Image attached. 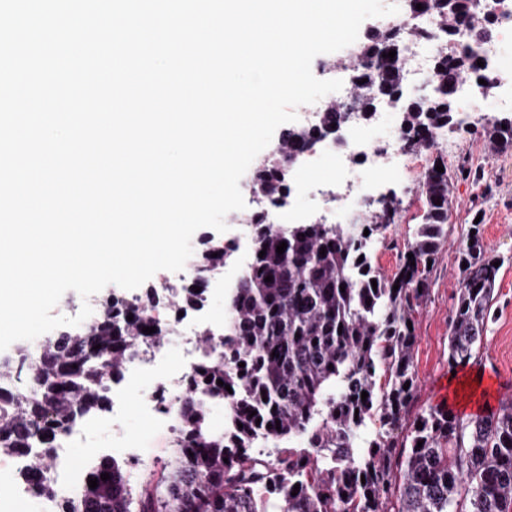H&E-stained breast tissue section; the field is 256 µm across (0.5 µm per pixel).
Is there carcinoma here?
<instances>
[{
    "instance_id": "obj_1",
    "label": "carcinoma",
    "mask_w": 512,
    "mask_h": 512,
    "mask_svg": "<svg viewBox=\"0 0 512 512\" xmlns=\"http://www.w3.org/2000/svg\"><path fill=\"white\" fill-rule=\"evenodd\" d=\"M421 2L448 38L471 22L474 0ZM402 43L400 29L386 22L359 46L355 62L339 69L353 77L363 120H370L379 98L397 103L402 146L420 152L440 131L462 129L452 105L456 84L484 74L470 52L446 56L434 68L433 93L405 98ZM350 117L338 104L322 112L318 124L284 131L276 153L255 168L258 195L285 198L287 161L301 160L305 149L341 131ZM486 138L497 151L511 150L512 118L492 121ZM439 163L445 172L435 170ZM446 168L438 155L422 174L421 224L390 276L371 262L370 245L378 225L399 212L395 197L379 205L373 224L256 219L252 262L228 295L224 353L203 361L188 389L203 392L209 405L224 403L231 425L209 431L208 408L189 398L181 405L173 460L158 478L137 491L129 463L102 457L90 470L98 486L60 499L57 512H512V399L468 419L440 408L409 417L418 378L415 329L407 322L428 294V261L437 260L448 239L452 176ZM282 242L287 247L280 255ZM231 256L221 242H202L183 288L186 302H204L205 281ZM496 261L504 258L487 249L482 225H470L457 257L466 268L459 269L461 287L448 321L451 369L468 364L481 343L501 270ZM159 302L154 286L137 303L111 294L102 300L103 315L0 364V455L43 449L20 480L54 496L46 474L57 441L80 417L106 410L108 382L120 375L131 350L167 335L166 325L146 313ZM145 327L156 332L145 334Z\"/></svg>"
}]
</instances>
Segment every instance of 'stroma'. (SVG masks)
Returning a JSON list of instances; mask_svg holds the SVG:
<instances>
[{
	"mask_svg": "<svg viewBox=\"0 0 512 512\" xmlns=\"http://www.w3.org/2000/svg\"><path fill=\"white\" fill-rule=\"evenodd\" d=\"M497 91H490L485 108L470 113L466 132H442L440 143L433 152L409 153V173L392 178L380 186L384 195H394L402 201V208L393 224L377 233L378 251L373 255L379 270L392 274L399 256L412 241L421 221L422 202L418 182L426 169L431 154L442 155L456 179L452 189V204L448 216V239L438 255L431 274L428 297L414 314L416 345L414 363L419 378V391L411 407L418 414L433 408L444 386L453 384L455 377H467L473 389H483L490 377H497L499 394L493 395L492 405L512 398V151L498 152L484 138L486 125L499 116H512V109H495ZM245 211L227 214L228 229L217 233L212 228L197 230L193 243L202 237L232 241L237 245L235 260L224 268L223 285H209L203 314L208 318H223L226 311L224 288L235 282L240 266L248 264L250 229L245 222ZM483 224L484 241L489 249L504 256L506 262L500 271L493 314L487 325L480 349L466 366L448 368V319L454 297L460 288L456 264L457 251L474 220ZM127 434L144 436L145 457L130 470L133 485H140L152 474L159 473L170 460L172 450L160 436L144 435L136 413L124 419Z\"/></svg>",
	"mask_w": 512,
	"mask_h": 512,
	"instance_id": "obj_1",
	"label": "stroma"
}]
</instances>
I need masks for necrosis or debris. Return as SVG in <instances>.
Masks as SVG:
<instances>
[{
	"instance_id": "obj_1",
	"label": "necrosis or debris",
	"mask_w": 512,
	"mask_h": 512,
	"mask_svg": "<svg viewBox=\"0 0 512 512\" xmlns=\"http://www.w3.org/2000/svg\"><path fill=\"white\" fill-rule=\"evenodd\" d=\"M475 13L480 18L493 14V45L480 43L474 26L461 28L449 42L422 39L414 35V28L421 24L436 27L434 16L420 17L404 11L390 16V23L406 33L404 94L427 95L436 61L465 46L476 48L486 76L496 85H512V70L502 64L505 53L512 51V0H477ZM377 131L374 122L353 120L346 138L322 142L306 152L294 168L291 190L309 196L322 223H335L340 214L347 216L350 223H359L369 190L384 177L405 170L399 129H391L382 137ZM326 163L334 168L335 177L313 178V171ZM150 315L166 322L169 334L177 337L178 346L172 349L163 344L145 345L126 357L120 386L113 389L110 410L105 415L112 426L109 446L102 449L86 441L95 417L76 421L54 450V463L48 473L54 497H45L28 485L10 486V495L33 500L38 512H54L57 499L81 490L97 458L106 455L124 461L139 459L141 438L127 435L121 427L129 408H136L146 433L161 430L168 439L177 437L182 428L179 404L185 397L189 376L205 357L221 354L224 327L196 316L173 314L166 306L152 309Z\"/></svg>"
}]
</instances>
